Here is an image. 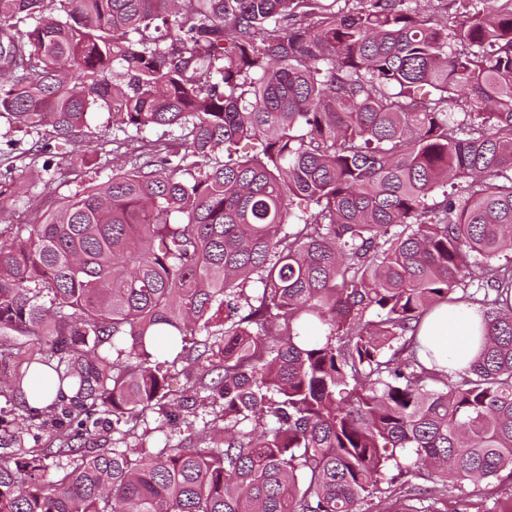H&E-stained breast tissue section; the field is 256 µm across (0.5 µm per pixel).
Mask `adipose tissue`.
Instances as JSON below:
<instances>
[{
  "label": "adipose tissue",
  "mask_w": 512,
  "mask_h": 512,
  "mask_svg": "<svg viewBox=\"0 0 512 512\" xmlns=\"http://www.w3.org/2000/svg\"><path fill=\"white\" fill-rule=\"evenodd\" d=\"M484 338L482 313L466 303L436 306L422 321L418 341L433 351L445 372L466 366L480 350Z\"/></svg>",
  "instance_id": "1"
}]
</instances>
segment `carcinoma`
Segmentation results:
<instances>
[{
  "mask_svg": "<svg viewBox=\"0 0 512 512\" xmlns=\"http://www.w3.org/2000/svg\"><path fill=\"white\" fill-rule=\"evenodd\" d=\"M408 2L0 0V118L49 130V171L102 108L125 158L0 231V379L71 392L0 451V512H364L512 478V0L451 27ZM458 301L484 342L454 381L417 330ZM174 353L213 418L88 447L186 421ZM160 427H162V418H159L158 414L156 413H147L145 421L141 422V425L138 429V435H135L136 437L128 436L124 439H118L119 436L115 435L113 437L112 430H110L107 434H104L103 437H95L94 440H91V442L100 445L99 447L95 448H126V446H134L140 444L141 442L150 445L154 442L160 441L164 437L163 430H169L166 426L163 428ZM143 433L146 435L140 436ZM112 438H114L113 441Z\"/></svg>",
  "mask_w": 512,
  "mask_h": 512,
  "instance_id": "obj_1",
  "label": "carcinoma"
}]
</instances>
